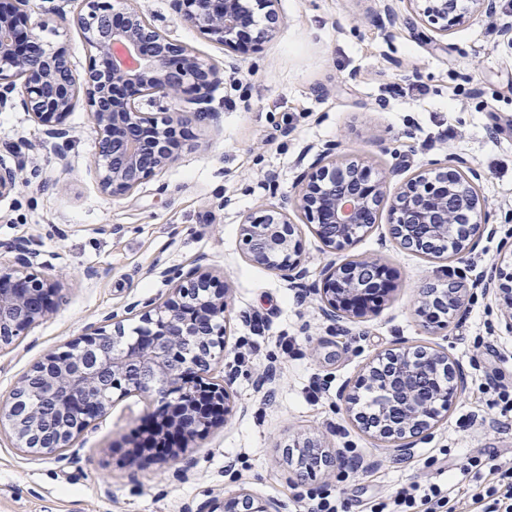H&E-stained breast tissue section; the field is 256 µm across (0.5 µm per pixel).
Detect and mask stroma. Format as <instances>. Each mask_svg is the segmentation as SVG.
<instances>
[{
	"mask_svg": "<svg viewBox=\"0 0 512 512\" xmlns=\"http://www.w3.org/2000/svg\"><path fill=\"white\" fill-rule=\"evenodd\" d=\"M158 27L190 46L223 74L214 92L216 121L191 123L177 161L126 198L103 195L94 161L97 134L85 106L67 121V137L49 138L17 108L0 112V163L36 164L37 178L0 199V263L17 244L33 252L32 269L60 285L51 315L0 350V401L47 354L103 326L115 314L139 323L136 300L166 296L167 273L199 264L232 286L230 323L216 377L236 367L240 347L251 364L236 367L234 412L176 459L130 464L129 445L157 403L141 395L113 398L70 448L45 456L0 433V512H210L239 491L299 512L296 495L325 487L357 504L398 484L459 468L476 451H512V412L485 406L486 371L512 383V333L504 305L482 293V280L512 266V0L493 14L468 16L439 37L407 0H278L270 37L237 50L212 43L175 22L171 0H134ZM392 5L388 20L384 5ZM82 0H28L42 22L43 44L65 47L76 71L91 50L71 18ZM335 145L337 160H360L389 191L421 173L464 159L479 170L486 201L478 242L463 258H434L393 238L387 207L361 237L333 252L304 213L291 212L302 245V279L248 262L239 226L293 193L318 150ZM379 257L394 284L389 299L365 316L335 323L321 312L315 287L333 259ZM458 282L463 306L430 328L418 312L429 285ZM295 337L300 356L279 339ZM499 352L488 361L479 337ZM448 351L465 388L432 428L409 438L406 451L366 431L337 392L398 343ZM325 391L313 400L309 384ZM483 418L471 421L474 412ZM320 440L328 456L299 476L288 458L298 438ZM353 448L362 467L344 474L338 449ZM442 468L424 467L433 449Z\"/></svg>",
	"mask_w": 512,
	"mask_h": 512,
	"instance_id": "1",
	"label": "stroma"
}]
</instances>
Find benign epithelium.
<instances>
[{"mask_svg": "<svg viewBox=\"0 0 512 512\" xmlns=\"http://www.w3.org/2000/svg\"><path fill=\"white\" fill-rule=\"evenodd\" d=\"M425 2L422 10L436 32L448 31L468 14L490 12L493 0H407ZM28 0H7L0 6V111L19 104L55 138H64L67 115L78 102L85 104L97 133L95 166L101 191L109 197L132 195L147 177L165 169L177 158L183 125L218 117L210 89L222 82L216 68L205 64L190 48L174 41L127 0L114 10L110 0H86V11L72 17L102 67L79 74L72 70L63 47L44 49L23 30ZM265 11L268 21L278 20L277 0H172L176 21L197 29L207 40L232 47L248 38L252 5ZM190 105L186 110L180 103ZM369 168L338 162L332 157L307 180L295 196L259 219H244L239 228L245 258L289 276L299 266L297 225L288 218L296 209L312 217V229L331 250L350 244L363 224H374L383 182L368 184ZM480 172L457 165L405 182L390 206V230L406 244L434 240L442 227L456 221L448 212V189L475 184ZM30 182L26 166L0 165V199ZM485 201L477 197L460 214L468 224L458 254L472 250L482 224ZM20 252V265L0 267V346L9 345L52 311L57 284L28 271ZM375 278L382 288L349 286L359 267L348 261L329 262L324 269L321 300L325 316L333 321L363 316L381 306L393 291L385 266L377 259ZM216 273L193 267L170 275L171 288L161 302L135 301L144 308L142 325L128 333L120 321L112 329L99 327L36 365L13 393L0 402V427L6 426L21 448L53 454L67 448L91 420L103 414L110 400L105 394L124 396L137 392L158 402L146 427L132 442L129 457L149 460L153 444L168 437L169 456L187 452L189 444L232 412L234 373L212 376L217 344L225 343L229 323L228 288H213ZM461 289L442 284L429 286L421 298L426 313L434 302L461 307ZM393 367L373 381L365 371L340 391L349 411L360 390L384 385L386 404L378 412L375 435L393 438L396 450L405 447L409 434L431 429L439 410L447 409L446 391L423 394L425 362L440 360L445 372L464 378L443 351L418 352L408 345L390 350ZM212 512H280L271 502L238 492L215 503Z\"/></svg>", "mask_w": 512, "mask_h": 512, "instance_id": "obj_1", "label": "benign epithelium"}]
</instances>
